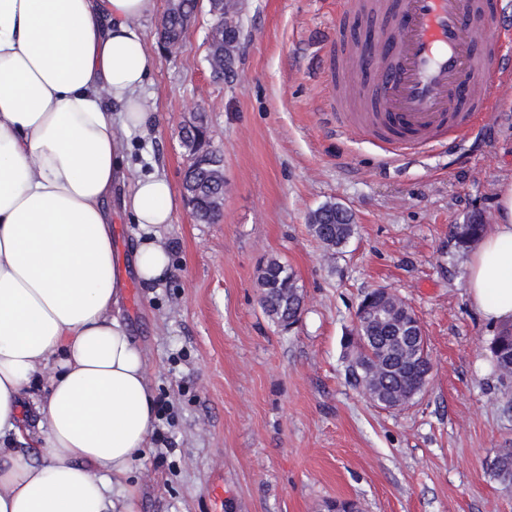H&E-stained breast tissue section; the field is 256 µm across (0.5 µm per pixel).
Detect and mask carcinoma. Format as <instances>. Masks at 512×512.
Returning a JSON list of instances; mask_svg holds the SVG:
<instances>
[{
  "label": "carcinoma",
  "mask_w": 512,
  "mask_h": 512,
  "mask_svg": "<svg viewBox=\"0 0 512 512\" xmlns=\"http://www.w3.org/2000/svg\"><path fill=\"white\" fill-rule=\"evenodd\" d=\"M239 0H222L217 23L214 27V50L209 63L213 67H231L235 63L237 45L227 40L230 33L238 30ZM183 144L188 151L191 163L184 176V188L195 195L198 221L209 223L217 218L213 202L224 195V165L221 153L214 151L206 157L197 156V139L192 134L183 137ZM310 230L314 237L322 242L329 251H336L354 234L353 215L334 203H326L313 212L310 217ZM486 225L479 216H474L467 224L453 228L451 238L460 250L470 247L484 232ZM257 282L261 288V304L265 312L275 321L286 319L299 321L302 308L297 297L302 295L301 287L293 271L280 259L270 257L258 268ZM346 348L348 374L354 386H359L364 378V370L380 365L390 357L402 355L403 345L395 344L382 338V330L364 323L361 335L348 339ZM490 357L494 368L505 377L512 376V327H505L493 336L489 345ZM388 386L400 388L407 394L417 396L426 387V380L421 377V370L414 366L403 375L393 374L386 377ZM497 454L503 462L500 470H491L493 477L504 483L506 477H512V448H499Z\"/></svg>",
  "instance_id": "carcinoma-1"
}]
</instances>
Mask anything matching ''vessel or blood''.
Here are the masks:
<instances>
[{
  "label": "vessel or blood",
  "instance_id": "obj_1",
  "mask_svg": "<svg viewBox=\"0 0 512 512\" xmlns=\"http://www.w3.org/2000/svg\"><path fill=\"white\" fill-rule=\"evenodd\" d=\"M380 19L372 70L363 75L358 47L345 51V81L353 93L347 123L370 129L386 162L415 148L466 136L512 75V47L498 34L497 0H354ZM484 38H476V30Z\"/></svg>",
  "mask_w": 512,
  "mask_h": 512
}]
</instances>
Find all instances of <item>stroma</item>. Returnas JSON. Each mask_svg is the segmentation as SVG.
Instances as JSON below:
<instances>
[{"mask_svg": "<svg viewBox=\"0 0 512 512\" xmlns=\"http://www.w3.org/2000/svg\"><path fill=\"white\" fill-rule=\"evenodd\" d=\"M350 0H241L236 75L212 76L213 18L201 11L182 50L165 55L153 0L138 25L156 58L144 93L152 127L130 136L134 174L161 171L177 202L162 236L165 285L132 271L138 227L112 212L126 268L120 319L142 346L158 419L130 481L133 512H512L485 461L512 447V380L487 346L497 328L469 304V254L455 225L496 220L512 178V87L497 90L477 136L385 165L369 134L338 129L327 76L336 36L353 38ZM202 122L224 157V214L196 220L182 193L181 143ZM335 202L356 230L335 253L308 224ZM286 262L305 297L289 330L260 304L257 270ZM398 295L419 318L435 368L400 410L348 380L344 342L363 295Z\"/></svg>", "mask_w": 512, "mask_h": 512, "instance_id": "35a3bbf8", "label": "stroma"}]
</instances>
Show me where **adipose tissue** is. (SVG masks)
I'll list each match as a JSON object with an SVG mask.
<instances>
[{
	"instance_id": "obj_1",
	"label": "adipose tissue",
	"mask_w": 512,
	"mask_h": 512,
	"mask_svg": "<svg viewBox=\"0 0 512 512\" xmlns=\"http://www.w3.org/2000/svg\"><path fill=\"white\" fill-rule=\"evenodd\" d=\"M152 0H0V439L19 435L26 390L49 373L40 459L0 448V512H116L155 422L146 356L113 316L124 272L112 249V188L143 232L146 285L172 271L162 230L174 195L132 178L129 135L152 114L155 66L137 23ZM117 104L118 113L108 112ZM466 288L484 318L512 324V181L475 243Z\"/></svg>"
}]
</instances>
